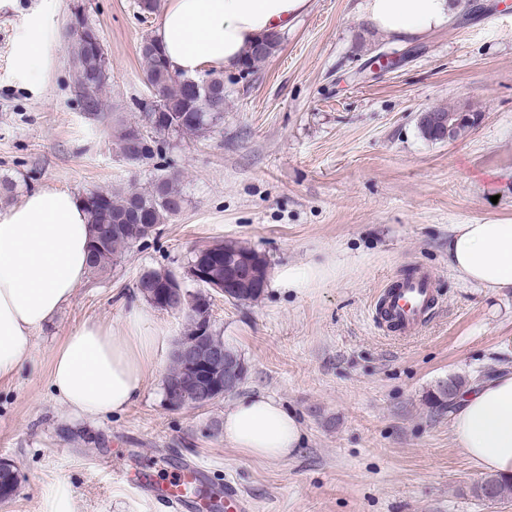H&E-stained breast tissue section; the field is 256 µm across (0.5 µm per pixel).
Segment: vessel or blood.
Listing matches in <instances>:
<instances>
[{
  "instance_id": "1",
  "label": "vessel or blood",
  "mask_w": 512,
  "mask_h": 512,
  "mask_svg": "<svg viewBox=\"0 0 512 512\" xmlns=\"http://www.w3.org/2000/svg\"><path fill=\"white\" fill-rule=\"evenodd\" d=\"M439 306L431 273L416 267L383 288L372 305L374 323L400 336L415 335ZM137 489L149 498L165 503L170 512H252V504L231 483L218 486L213 499L198 498L194 490L213 483L209 471L198 464L168 462L149 465L136 461Z\"/></svg>"
}]
</instances>
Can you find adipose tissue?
Segmentation results:
<instances>
[{
	"label": "adipose tissue",
	"mask_w": 512,
	"mask_h": 512,
	"mask_svg": "<svg viewBox=\"0 0 512 512\" xmlns=\"http://www.w3.org/2000/svg\"><path fill=\"white\" fill-rule=\"evenodd\" d=\"M464 0H366L364 20L398 39L441 27ZM309 0H166L154 38L170 69L188 76L236 69L261 34L282 30ZM55 37L39 23L19 36L17 63L39 84ZM91 224L71 192L29 191L0 218V381L9 380L33 351V334L71 299L87 272ZM448 267L461 281L512 290V221L459 224L448 241ZM164 331L131 309L120 329L84 323L54 355L51 386L74 414H120L135 404L159 368ZM456 447L480 471L512 477V372H499L463 393L450 416ZM224 438L242 454L287 458L303 440L295 415L260 394L237 400L224 413Z\"/></svg>",
	"instance_id": "adipose-tissue-1"
}]
</instances>
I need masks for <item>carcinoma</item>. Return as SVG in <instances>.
Segmentation results:
<instances>
[{
    "label": "carcinoma",
    "instance_id": "carcinoma-1",
    "mask_svg": "<svg viewBox=\"0 0 512 512\" xmlns=\"http://www.w3.org/2000/svg\"><path fill=\"white\" fill-rule=\"evenodd\" d=\"M81 31L72 32L71 55L78 78L76 96L84 111L98 115L102 109L100 93L108 80V58L100 36L83 22H77ZM281 41L278 34L263 37L245 51L243 65L251 68L267 59L277 50ZM141 53L147 64L146 78L151 89L162 99L161 110L156 113L153 130L147 133L140 150L133 151L139 128L137 124H123L116 130V141L121 156L133 163H146L154 159L160 139L169 135L205 137L224 121V80L220 77L195 79L170 70L164 53L147 36L141 44ZM179 175L170 173L157 178L145 189L130 188L122 192L110 189L94 190L86 194L84 204L95 233L91 239L89 271L103 274L117 263L124 250L150 238L159 226L180 214L186 199L178 188ZM200 251L231 253L238 258L255 256L263 267L266 257L238 241H217L205 244ZM215 269L202 279L189 276L204 291L192 294L194 301L204 310L189 314L187 336L195 341L202 336L216 341L209 320L211 303L208 293L224 284V266L221 259H213ZM463 386L460 378H450L440 384L432 401L440 406L448 403V395H457Z\"/></svg>",
    "mask_w": 512,
    "mask_h": 512
}]
</instances>
